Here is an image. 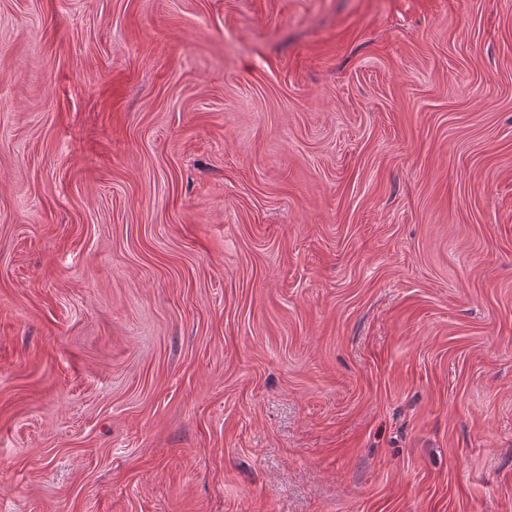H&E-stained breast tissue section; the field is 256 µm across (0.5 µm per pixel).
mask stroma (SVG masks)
Wrapping results in <instances>:
<instances>
[{
    "mask_svg": "<svg viewBox=\"0 0 512 512\" xmlns=\"http://www.w3.org/2000/svg\"><path fill=\"white\" fill-rule=\"evenodd\" d=\"M0 512H512V0H0Z\"/></svg>",
    "mask_w": 512,
    "mask_h": 512,
    "instance_id": "1",
    "label": "stroma"
}]
</instances>
